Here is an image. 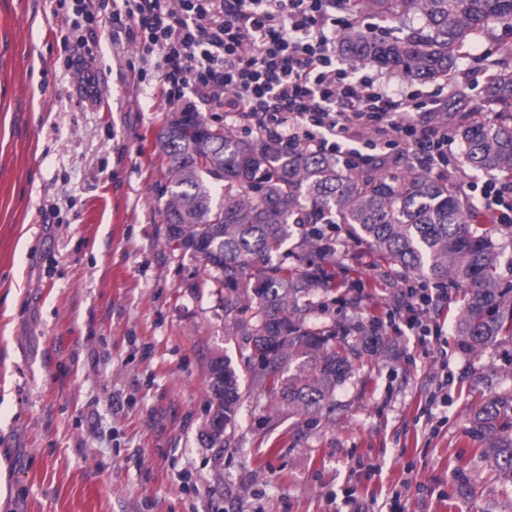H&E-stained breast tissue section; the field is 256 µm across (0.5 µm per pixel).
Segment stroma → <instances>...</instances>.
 Instances as JSON below:
<instances>
[{
  "label": "stroma",
  "mask_w": 512,
  "mask_h": 512,
  "mask_svg": "<svg viewBox=\"0 0 512 512\" xmlns=\"http://www.w3.org/2000/svg\"><path fill=\"white\" fill-rule=\"evenodd\" d=\"M73 4L0 0V456L16 491L0 512H388L396 491L406 512H512V482L466 433L472 403L512 395L510 342L468 354L449 331L426 354L384 331L329 420L288 413L253 383L224 330L223 292L165 244L157 135L173 112L159 78L139 81L123 15L88 58L55 14ZM510 47L512 23L492 25L449 85L367 71L392 92L443 100L451 123L489 121L481 75ZM375 258L347 235L335 255L313 256L338 285L315 294L311 321L359 342L403 274L344 287ZM218 354L246 391L231 448L199 441Z\"/></svg>",
  "instance_id": "1"
}]
</instances>
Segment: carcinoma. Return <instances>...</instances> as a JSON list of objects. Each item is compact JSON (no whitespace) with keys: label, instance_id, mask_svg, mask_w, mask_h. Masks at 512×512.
<instances>
[{"label":"carcinoma","instance_id":"cac0c4a2","mask_svg":"<svg viewBox=\"0 0 512 512\" xmlns=\"http://www.w3.org/2000/svg\"><path fill=\"white\" fill-rule=\"evenodd\" d=\"M424 27L393 40L352 30L342 47L358 64L396 67L427 81L448 73L473 39L512 21V0H396ZM487 103L496 119L460 130L462 164L512 176V69L493 73ZM159 135L169 164L164 213L167 244L199 261L224 296V328L258 361L255 381L288 412L330 417L336 387L352 368L344 336L310 322L311 296L331 275L317 267L288 269L274 256L288 241L315 248L311 225L347 227L382 259L424 279L465 289L452 328L461 348L476 352L512 341V287L499 281L498 233L512 224H473V206L450 182L407 165L398 173L372 165L351 170L304 148L270 150L231 128L214 129L184 112ZM211 252L200 259L197 246ZM254 284L251 289L241 286ZM207 412L224 417V434L202 433L210 448H229L244 392L231 361L212 358L206 371ZM467 434L512 482V397L475 406Z\"/></svg>","mask_w":512,"mask_h":512}]
</instances>
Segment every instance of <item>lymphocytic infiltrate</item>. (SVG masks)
Here are the masks:
<instances>
[{"label":"lymphocytic infiltrate","mask_w":512,"mask_h":512,"mask_svg":"<svg viewBox=\"0 0 512 512\" xmlns=\"http://www.w3.org/2000/svg\"><path fill=\"white\" fill-rule=\"evenodd\" d=\"M127 38L149 56L167 104L223 110L225 120L278 149L298 144L358 167L403 162L479 198L497 224H512V179L466 177L452 150L457 131L438 121L441 102L393 95L334 51L340 31L364 18L356 0H121ZM380 327L410 331L423 351L438 344L443 284L402 277Z\"/></svg>","instance_id":"obj_1"}]
</instances>
